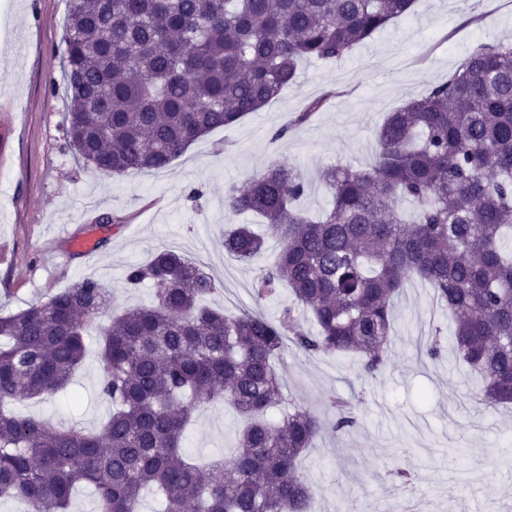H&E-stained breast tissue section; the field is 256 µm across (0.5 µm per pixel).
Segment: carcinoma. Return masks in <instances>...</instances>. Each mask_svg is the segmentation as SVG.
<instances>
[{"label": "carcinoma", "instance_id": "obj_1", "mask_svg": "<svg viewBox=\"0 0 512 512\" xmlns=\"http://www.w3.org/2000/svg\"><path fill=\"white\" fill-rule=\"evenodd\" d=\"M416 0H69L63 70L66 135L106 175L165 169L217 127H231L292 84L307 59L341 61L409 15ZM368 168L337 165L321 179L331 208L295 206L307 185L280 163L224 194L233 214L265 218L278 248L257 299L289 288L270 320L206 306L211 275L171 249L131 264L126 287L156 286L149 306L124 310L97 335L99 432L62 429L8 410L65 388L86 355L110 290L83 278L45 303L0 316V500L68 512L94 486L99 512H309L297 462L326 429L356 424L336 404L327 425L283 403L274 361L288 343L385 366L394 298L410 280L448 309L456 352L479 377L471 399L512 403V42L479 43L448 80L388 114ZM265 249L249 225L224 233L242 263ZM308 311L316 332L296 310ZM217 400L245 420L231 459L183 457L194 412Z\"/></svg>", "mask_w": 512, "mask_h": 512}]
</instances>
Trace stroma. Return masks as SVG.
Here are the masks:
<instances>
[{"mask_svg":"<svg viewBox=\"0 0 512 512\" xmlns=\"http://www.w3.org/2000/svg\"><path fill=\"white\" fill-rule=\"evenodd\" d=\"M68 6V0H0V56L19 57L0 70V95L11 99L0 133L10 157L0 167L1 315L86 277L109 287L112 311L151 303L152 288H125V268L172 244L208 265L218 286L208 299L212 308L258 309L276 318L288 291L260 301L253 293L266 256L245 264L224 252L229 225L265 231L258 216L225 211L227 187L278 161L305 176L298 205L321 216L330 203L321 170L374 163V132L389 112L446 81L477 43L512 40V0H418L414 13L373 34L347 59L301 62L278 99L211 131L166 169L112 176L85 167L66 138L61 56ZM323 96L328 104L309 112ZM282 127L286 136L275 138ZM194 189L199 198H191ZM105 215L111 223H102ZM85 237L95 250L73 251L72 240ZM437 328L441 350L433 358L418 338ZM449 329L432 288L411 282L397 300L380 373L365 375L355 355L308 356L294 348L277 362L288 384L285 398L326 420L344 401L357 418L349 433L323 436L299 462L312 512H360L368 495L408 512H512V406L470 400L474 378ZM15 409L100 430L111 405L100 393L96 355L87 356L66 391ZM241 427L218 402L195 414L183 446L192 459H218L234 448ZM401 469L411 482L398 477Z\"/></svg>","mask_w":512,"mask_h":512,"instance_id":"1","label":"stroma"}]
</instances>
